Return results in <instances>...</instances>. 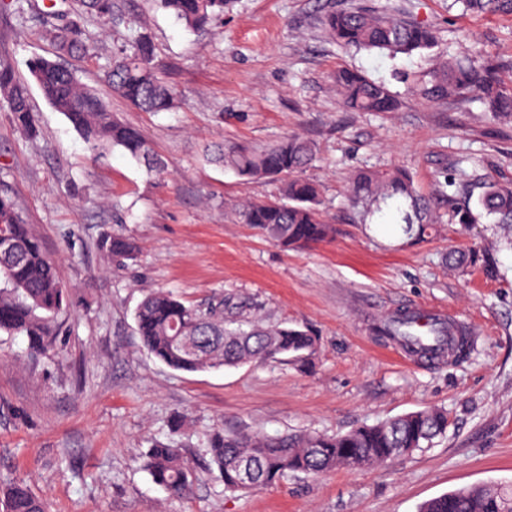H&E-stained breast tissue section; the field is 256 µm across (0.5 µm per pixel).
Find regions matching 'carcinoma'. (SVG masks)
<instances>
[{"instance_id":"cac0c4a2","label":"carcinoma","mask_w":512,"mask_h":512,"mask_svg":"<svg viewBox=\"0 0 512 512\" xmlns=\"http://www.w3.org/2000/svg\"><path fill=\"white\" fill-rule=\"evenodd\" d=\"M159 6L191 30L207 27L224 15L227 0H157ZM464 11L494 17H512V0H459ZM113 0H76L71 20L64 25L42 21L56 43L58 54L71 55L83 48L81 20L94 14L112 18ZM323 24L336 44L368 52L410 57L429 52L438 42L436 30L414 19L381 9H331ZM151 36L133 24L122 49L112 59L107 82L112 92L145 112H163L178 98L176 87L154 65ZM43 97L61 112L82 137L90 156L98 160L115 148L144 161L157 178L167 173L147 140L135 128L118 121L108 102L82 85L75 73L59 61L41 57L29 63ZM334 82L342 105L361 112H395L396 96L383 83L348 69L339 70ZM429 101L477 96L497 115L512 116V81L502 79L499 68L487 57L475 54L439 63L429 79L412 87ZM0 103L25 135L38 132V119L30 107L26 88L18 82L9 63L0 59ZM317 158L315 145L295 135L261 148L221 147L217 159L237 174L280 183L275 200L250 201L238 207L239 221L260 231L285 251H297L336 234V227L322 219L320 188L301 176ZM402 231L408 240L428 236L434 221L431 203L421 196L410 173L363 171L351 181L348 201L352 206H372V213L398 200ZM451 223L466 230L484 216L499 224H512V185L488 183L475 203L448 200ZM0 333L23 336L31 355H45L57 348L61 327L58 316L68 302V292L56 261L44 249L16 206L11 193L0 189ZM101 249L110 263L134 258L137 247L114 234L104 238ZM136 334L148 354L166 366L184 372L217 370L280 359L305 368L314 361L318 347L306 329L266 326L260 320L246 325L224 320V298L204 309L187 304L165 290L145 294L134 314ZM414 316L400 314L377 327L378 335L402 342L413 353L441 350L451 335L441 324L433 329L435 345L427 346L413 329ZM448 413L435 407L403 414L375 425L359 426L343 434L299 433L271 437L258 432H213L208 439L211 465L224 491L237 493L271 485L286 475H319L336 468L362 469L386 463L428 447L446 433ZM249 463L253 478L243 480L242 465ZM144 468L152 482L173 498L189 495L200 473L173 439L157 441L149 448ZM0 512H48L47 501L23 481L0 482ZM419 512H512V490L480 485L462 488L424 503Z\"/></svg>"}]
</instances>
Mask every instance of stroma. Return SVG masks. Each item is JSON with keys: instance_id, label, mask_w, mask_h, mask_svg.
I'll list each match as a JSON object with an SVG mask.
<instances>
[{"instance_id": "obj_1", "label": "stroma", "mask_w": 512, "mask_h": 512, "mask_svg": "<svg viewBox=\"0 0 512 512\" xmlns=\"http://www.w3.org/2000/svg\"><path fill=\"white\" fill-rule=\"evenodd\" d=\"M22 5L20 15L0 12V57L27 84L39 132L25 136L0 105V180L57 259L69 298L59 352L33 357L25 337L0 334V479L25 478L51 512H418L463 487L512 485V228L439 224L415 245L398 226L362 223L346 201L360 169L405 168L419 192L458 199L483 182L510 183L512 119L474 98L411 95L432 55L345 49L321 23L334 6H388L438 30L433 55L480 50L507 65L512 19L466 15L451 0H227L223 18L190 31L155 0H117L122 23L85 18L89 51L65 63L152 144L168 167L160 181L119 148L92 161L28 70L31 57L56 55L37 10H64V0ZM129 19L151 35L157 68L181 93L176 108L136 110L107 83ZM345 68L385 83L398 111L343 108L331 76ZM289 134L317 147L305 176L320 184L322 216L337 233L285 252L235 216L242 202L278 197L277 184L207 161L205 150L260 148ZM113 233L136 243L135 260L106 262L99 244ZM468 249L488 252L496 277L479 262L446 264ZM154 288L202 307L220 295L242 316L310 330L317 357L304 370L276 359L171 369L135 331L134 311ZM415 308L478 329L467 357L420 360L374 335L382 317ZM426 407L447 410L443 437L362 470L291 475L233 495L209 466L217 429L336 435ZM171 436L201 474L182 499L143 467L152 443Z\"/></svg>"}]
</instances>
